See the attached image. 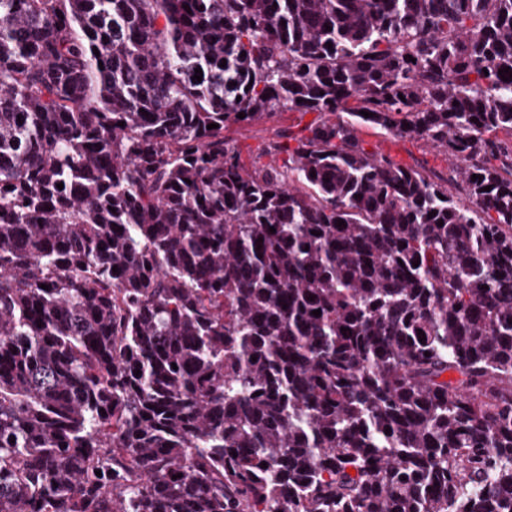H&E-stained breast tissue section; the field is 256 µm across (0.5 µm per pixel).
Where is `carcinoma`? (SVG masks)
Returning a JSON list of instances; mask_svg holds the SVG:
<instances>
[{
  "instance_id": "carcinoma-1",
  "label": "carcinoma",
  "mask_w": 512,
  "mask_h": 512,
  "mask_svg": "<svg viewBox=\"0 0 512 512\" xmlns=\"http://www.w3.org/2000/svg\"><path fill=\"white\" fill-rule=\"evenodd\" d=\"M505 67L512 0H0V512H512ZM317 118L314 112L301 114L299 112L281 111L271 117L263 118L251 125H233L224 131L230 144L235 146L247 163L258 160L265 163L269 157L264 155L266 148L278 141V135L283 130L297 131ZM358 136L369 152L384 154L399 164L419 170L448 172L446 156L432 150L421 141L383 135L367 127H362Z\"/></svg>"
}]
</instances>
